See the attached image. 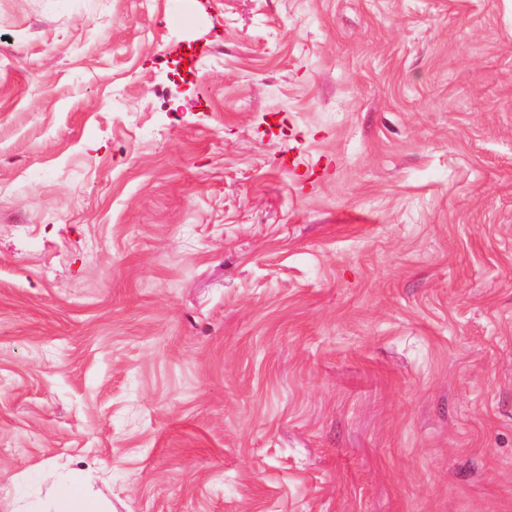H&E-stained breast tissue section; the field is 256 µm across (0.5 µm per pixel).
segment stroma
I'll list each match as a JSON object with an SVG mask.
<instances>
[{"instance_id": "obj_1", "label": "stroma", "mask_w": 512, "mask_h": 512, "mask_svg": "<svg viewBox=\"0 0 512 512\" xmlns=\"http://www.w3.org/2000/svg\"><path fill=\"white\" fill-rule=\"evenodd\" d=\"M0 0V512H512V0ZM53 512H104L84 491L81 485L70 481L56 492Z\"/></svg>"}]
</instances>
